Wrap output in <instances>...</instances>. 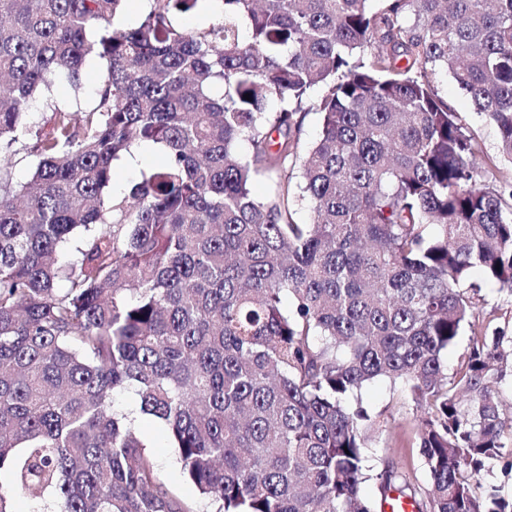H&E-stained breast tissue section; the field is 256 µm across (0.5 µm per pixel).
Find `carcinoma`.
Returning <instances> with one entry per match:
<instances>
[{"instance_id": "obj_1", "label": "carcinoma", "mask_w": 512, "mask_h": 512, "mask_svg": "<svg viewBox=\"0 0 512 512\" xmlns=\"http://www.w3.org/2000/svg\"><path fill=\"white\" fill-rule=\"evenodd\" d=\"M215 1L208 26L178 23ZM124 2L0 0V512L44 493L52 512H200L140 417L209 512H374L372 479L382 504L512 512L482 482L512 471V328L473 329L467 285L478 268L512 298V168L481 162L435 84L512 164V0H148L125 28ZM89 59L106 72L78 115L53 87ZM135 143L162 162L108 192ZM377 380L412 410L424 487L366 466L382 425L350 400ZM437 87L439 94L465 117L470 130L482 143L487 156L498 161V135L495 126L476 114L470 100L461 93L449 76L439 77ZM315 106V97L309 98L303 106L305 112H308L302 132V144L304 147L314 142L319 135L320 119ZM138 423L147 438L150 446L148 449L153 454L164 481L176 489L182 497L197 500L199 496L196 488L185 478L177 462L176 450L171 447L163 430L148 419H140Z\"/></svg>"}]
</instances>
